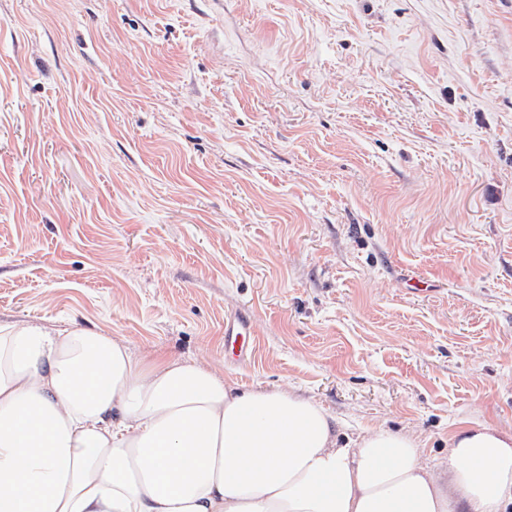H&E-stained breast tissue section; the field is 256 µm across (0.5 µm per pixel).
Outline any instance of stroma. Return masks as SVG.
<instances>
[{"mask_svg":"<svg viewBox=\"0 0 512 512\" xmlns=\"http://www.w3.org/2000/svg\"><path fill=\"white\" fill-rule=\"evenodd\" d=\"M0 322L511 432L512 0H0Z\"/></svg>","mask_w":512,"mask_h":512,"instance_id":"stroma-1","label":"stroma"}]
</instances>
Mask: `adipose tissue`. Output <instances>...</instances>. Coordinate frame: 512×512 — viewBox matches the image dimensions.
Listing matches in <instances>:
<instances>
[{
  "label": "adipose tissue",
  "instance_id": "obj_1",
  "mask_svg": "<svg viewBox=\"0 0 512 512\" xmlns=\"http://www.w3.org/2000/svg\"><path fill=\"white\" fill-rule=\"evenodd\" d=\"M0 512H512V433L342 437L296 392L241 390L98 329L0 324Z\"/></svg>",
  "mask_w": 512,
  "mask_h": 512
}]
</instances>
